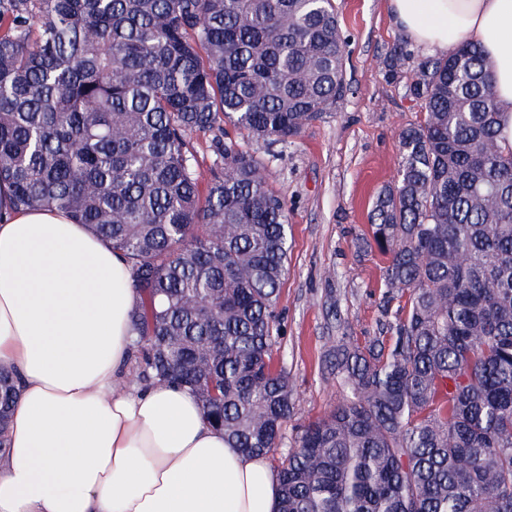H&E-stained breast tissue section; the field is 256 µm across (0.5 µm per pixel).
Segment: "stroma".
<instances>
[{"mask_svg": "<svg viewBox=\"0 0 512 512\" xmlns=\"http://www.w3.org/2000/svg\"><path fill=\"white\" fill-rule=\"evenodd\" d=\"M335 5L349 42L350 92L343 105L290 143H248L252 154L268 160L291 227L273 348L296 401L295 415L283 425L287 446L302 425L322 417L342 396L327 363L338 339L368 344L387 321L385 259L361 243L379 191L397 176L399 134L424 117L421 103L406 94L409 74L395 81L383 76L385 60L403 39L385 0Z\"/></svg>", "mask_w": 512, "mask_h": 512, "instance_id": "obj_1", "label": "stroma"}]
</instances>
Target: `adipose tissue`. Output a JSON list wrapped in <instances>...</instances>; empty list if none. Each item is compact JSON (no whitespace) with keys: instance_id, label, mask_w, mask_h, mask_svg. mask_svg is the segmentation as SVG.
Segmentation results:
<instances>
[{"instance_id":"adipose-tissue-1","label":"adipose tissue","mask_w":512,"mask_h":512,"mask_svg":"<svg viewBox=\"0 0 512 512\" xmlns=\"http://www.w3.org/2000/svg\"><path fill=\"white\" fill-rule=\"evenodd\" d=\"M416 46L481 47L512 149V0H385ZM126 262L60 210H16L0 183V367L21 390L0 512H279L266 457L230 447L186 388L129 383Z\"/></svg>"}]
</instances>
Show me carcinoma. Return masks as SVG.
Instances as JSON below:
<instances>
[{
  "mask_svg": "<svg viewBox=\"0 0 512 512\" xmlns=\"http://www.w3.org/2000/svg\"><path fill=\"white\" fill-rule=\"evenodd\" d=\"M334 0H0V179L126 260L138 381L176 383L249 454L295 411L272 346L289 225L247 139L287 143L350 87ZM423 121L399 134L369 246L387 258L389 343L340 339L345 395L277 474L280 512H512V152L490 65L398 44ZM198 188L187 137L223 130ZM17 398L0 369V452Z\"/></svg>",
  "mask_w": 512,
  "mask_h": 512,
  "instance_id": "cac0c4a2",
  "label": "carcinoma"
}]
</instances>
